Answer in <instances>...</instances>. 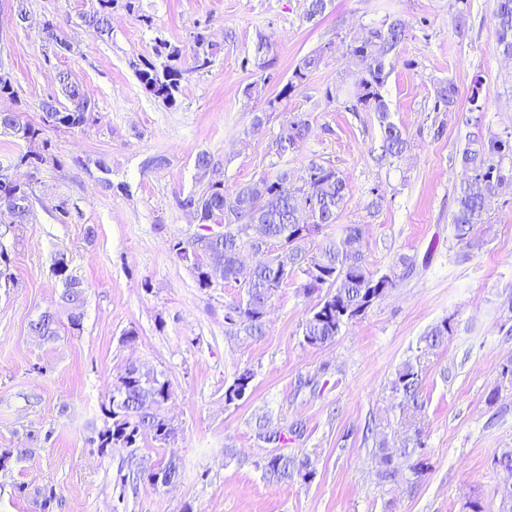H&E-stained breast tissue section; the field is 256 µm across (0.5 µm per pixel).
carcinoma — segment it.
<instances>
[{"label": "carcinoma", "instance_id": "1", "mask_svg": "<svg viewBox=\"0 0 512 512\" xmlns=\"http://www.w3.org/2000/svg\"><path fill=\"white\" fill-rule=\"evenodd\" d=\"M117 0H98L99 7L83 16L86 26L99 34L110 31V10ZM45 39L51 52L68 50V43L59 38L53 22L44 23ZM493 34L503 55L512 57V0H497ZM405 23L400 19L368 30L352 38L346 46L347 54L359 65L361 78L354 88H338L335 98H343L351 110L359 108L378 114L382 126V144L379 161L392 162L408 149L402 129L389 120V107L384 87L393 70L399 47L406 40ZM192 66L183 69L171 63L158 68L150 62L135 68L144 89L163 102L174 105L185 75L207 68L210 64L205 31L190 35ZM323 60L320 53L304 57L296 65L291 78L280 95L301 86L309 74ZM57 82L70 101V107L60 110L53 101L43 102L45 123L54 127L78 128L88 121L91 102L80 84L67 72L57 73ZM458 89L453 80L438 84L434 94L433 110L450 112L457 100ZM0 134L10 135L32 143L41 134L21 120L16 112H0ZM312 134L310 123L294 118L288 123L282 139L292 148ZM512 165V140L493 134L488 138L467 140L458 153V162L466 177L455 189L456 210L451 217L453 239L461 248L480 246L486 232L491 204L499 187L508 180L504 161ZM288 170L265 175L257 181L233 192L224 189V183L210 184L200 194H189L181 207L196 211L203 224H224V235L209 238L195 237L191 245L177 241L171 249L182 260L194 261L199 285H211L210 271L222 270L223 279L242 288L243 298L228 306L225 321L247 336H260L265 326L264 317L275 293L288 282L293 270L305 277L301 285L305 295H318V301L302 323L304 341L314 347L332 343L350 321L362 315L375 302L395 288L413 269L409 258H399L403 271L378 274L367 266L361 251L359 229L347 224L334 238L316 240L321 229L337 223L343 209L347 186L332 166L310 161L304 184L290 191L285 188ZM31 204L26 186L15 185L0 171V205L4 206L11 223L22 224ZM276 243L279 249L265 253L255 266L242 270L239 255L248 248L258 250L264 244ZM57 275L66 286L74 287V301L84 306V289L76 277L68 274V265L61 260ZM30 331L46 340L58 335L55 312L46 310L30 322ZM452 332L449 320L432 327L424 336L430 347L442 344ZM252 372L238 373L225 392V401L231 403L240 392L248 389ZM391 389L399 399L398 407L419 409L420 374L411 361L399 366L391 381ZM170 397V384L157 376L140 374L126 367L124 374L112 387L105 409L112 425L99 433L101 448H135L140 438L151 435L166 441L175 432L171 422L161 414L163 404ZM425 442L421 433L408 436L399 448L400 457L407 462L410 476L420 478L425 471L422 449ZM379 477L395 480L404 473L393 467L392 455H378ZM307 461L298 456L274 455L265 464V470L280 482H288L302 475Z\"/></svg>", "mask_w": 512, "mask_h": 512}]
</instances>
